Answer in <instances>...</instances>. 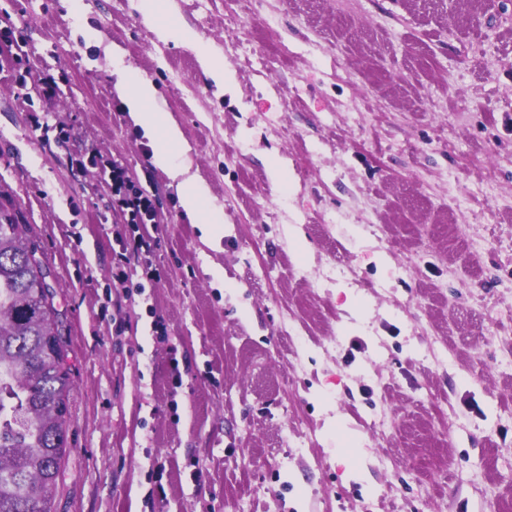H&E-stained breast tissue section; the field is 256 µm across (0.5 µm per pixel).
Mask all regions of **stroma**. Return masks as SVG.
<instances>
[{
    "label": "stroma",
    "instance_id": "35a3bbf8",
    "mask_svg": "<svg viewBox=\"0 0 512 512\" xmlns=\"http://www.w3.org/2000/svg\"><path fill=\"white\" fill-rule=\"evenodd\" d=\"M146 2L0 0V205L72 363L53 512H512V0H157L230 93ZM116 44L181 127L220 245L153 164ZM106 160L153 203L134 268ZM145 20L152 23L165 37H173L184 43H191L200 46L202 64L206 73L221 87L231 88L234 83L233 75L224 71V60L212 55L207 49L201 46L196 32L188 25L181 22L177 17L169 15L164 24L156 21L154 7L144 13ZM159 245L157 239L150 235L139 234L127 241L123 252L119 254V260L127 266H137L140 263L143 253H149L155 246Z\"/></svg>",
    "mask_w": 512,
    "mask_h": 512
}]
</instances>
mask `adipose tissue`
<instances>
[{"instance_id": "1", "label": "adipose tissue", "mask_w": 512, "mask_h": 512, "mask_svg": "<svg viewBox=\"0 0 512 512\" xmlns=\"http://www.w3.org/2000/svg\"><path fill=\"white\" fill-rule=\"evenodd\" d=\"M114 73L128 112L153 143V164L179 177V201L184 213L199 225L203 241L220 240L224 235L223 212L210 208L203 184L190 177L180 178V170L173 164L176 155L186 153L187 145L171 114L157 107L154 82L123 65L116 67Z\"/></svg>"}]
</instances>
